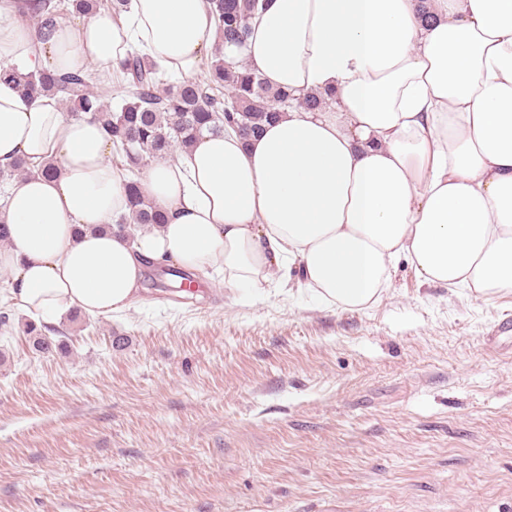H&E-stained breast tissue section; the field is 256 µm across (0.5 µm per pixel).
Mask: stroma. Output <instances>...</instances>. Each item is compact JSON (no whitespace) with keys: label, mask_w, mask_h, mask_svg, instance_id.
Here are the masks:
<instances>
[{"label":"stroma","mask_w":512,"mask_h":512,"mask_svg":"<svg viewBox=\"0 0 512 512\" xmlns=\"http://www.w3.org/2000/svg\"><path fill=\"white\" fill-rule=\"evenodd\" d=\"M162 278L51 354L0 282V512H512V290L405 260L362 310ZM21 331L26 336H29L32 346L36 351L50 352L56 349L59 345L55 344L53 339L46 334L47 332H54L55 329L48 328L47 326H43L42 329L38 328L33 323H25L22 325Z\"/></svg>","instance_id":"obj_1"}]
</instances>
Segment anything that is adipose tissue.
Wrapping results in <instances>:
<instances>
[{
  "label": "adipose tissue",
  "mask_w": 512,
  "mask_h": 512,
  "mask_svg": "<svg viewBox=\"0 0 512 512\" xmlns=\"http://www.w3.org/2000/svg\"><path fill=\"white\" fill-rule=\"evenodd\" d=\"M12 11L0 0V62L23 74L139 53L189 78L218 49L295 96L257 135L205 131L152 163L140 195L167 221L132 239L112 229L131 204L102 121L0 80V164L31 170L0 210V279L33 316L125 312L157 261L220 266L230 288L293 279L349 310L402 259L428 285L512 289V0H265L239 46L207 0H128L49 34Z\"/></svg>",
  "instance_id": "obj_1"
}]
</instances>
